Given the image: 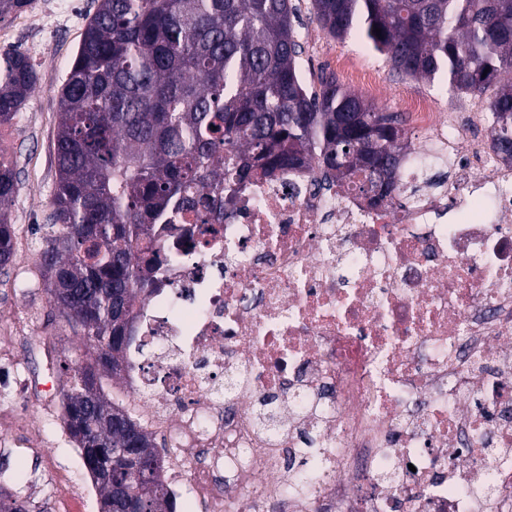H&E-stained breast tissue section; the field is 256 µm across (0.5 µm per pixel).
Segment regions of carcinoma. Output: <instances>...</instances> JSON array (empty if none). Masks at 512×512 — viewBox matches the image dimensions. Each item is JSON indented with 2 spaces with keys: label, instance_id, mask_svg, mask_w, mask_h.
<instances>
[{
  "label": "carcinoma",
  "instance_id": "obj_1",
  "mask_svg": "<svg viewBox=\"0 0 512 512\" xmlns=\"http://www.w3.org/2000/svg\"><path fill=\"white\" fill-rule=\"evenodd\" d=\"M323 31L354 32L397 74L484 95L496 153L512 160V0H310ZM293 0H98L58 100L56 180L41 273L90 357L65 367L63 423L100 512H174L165 455L103 391L129 363L134 305L166 260L155 245L192 213L223 219L253 178L314 165L323 182L399 188L404 120L336 77L305 84ZM381 29L376 36L375 29ZM41 80L0 51V126ZM14 162H0V269L15 257ZM0 512H27L0 489Z\"/></svg>",
  "mask_w": 512,
  "mask_h": 512
}]
</instances>
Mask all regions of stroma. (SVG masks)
<instances>
[{
	"instance_id": "stroma-1",
	"label": "stroma",
	"mask_w": 512,
	"mask_h": 512,
	"mask_svg": "<svg viewBox=\"0 0 512 512\" xmlns=\"http://www.w3.org/2000/svg\"><path fill=\"white\" fill-rule=\"evenodd\" d=\"M301 23L298 38L304 46L301 70L308 86L321 74L334 72V58L345 55L362 67L377 69L387 92L377 106L395 111V101L409 94L436 97L441 109L474 103V96H451L444 85L429 84L394 74L386 57L352 35L336 40L311 19L309 0H298ZM97 0H31L22 12L0 22V49L18 45L34 59L42 79L17 123L0 128L11 136V157L19 172L18 193L11 207V222L18 247L15 261L0 270V322L13 329L19 353L18 372L36 384L35 395L0 392V406L20 408L34 422L29 435L0 430V487L25 501L30 512H60L70 507L67 489L90 482L75 442L62 422L63 360H79L84 348L73 336L45 290L39 257L41 227L50 211L55 180L54 137L61 85L75 57L86 23ZM34 438L44 453L29 456L24 448Z\"/></svg>"
}]
</instances>
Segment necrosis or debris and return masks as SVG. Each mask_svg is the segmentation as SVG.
<instances>
[{
	"label": "necrosis or debris",
	"instance_id": "obj_1",
	"mask_svg": "<svg viewBox=\"0 0 512 512\" xmlns=\"http://www.w3.org/2000/svg\"><path fill=\"white\" fill-rule=\"evenodd\" d=\"M400 109L454 158L418 201L329 190L310 166L162 241L122 386L179 452L174 498L189 488L201 512H512V164L433 97Z\"/></svg>",
	"mask_w": 512,
	"mask_h": 512
}]
</instances>
